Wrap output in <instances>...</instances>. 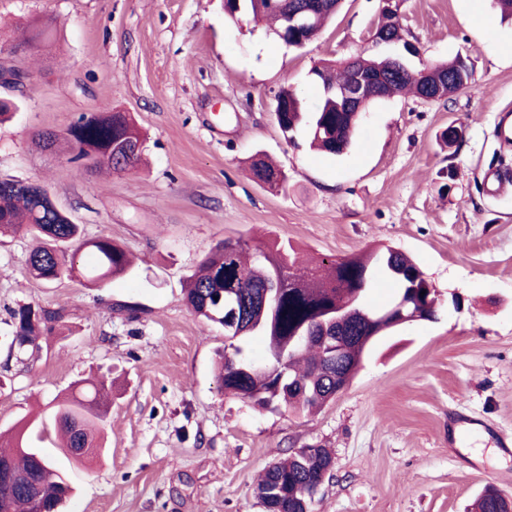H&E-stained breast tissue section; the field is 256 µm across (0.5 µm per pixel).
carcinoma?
<instances>
[{"instance_id":"cac0c4a2","label":"carcinoma","mask_w":512,"mask_h":512,"mask_svg":"<svg viewBox=\"0 0 512 512\" xmlns=\"http://www.w3.org/2000/svg\"><path fill=\"white\" fill-rule=\"evenodd\" d=\"M317 5L320 20L306 32L310 39L333 17L328 0H310ZM242 9L228 19L237 22L243 15L269 17L284 32V22L267 0H241ZM51 23L36 19L31 36L13 45L10 54L19 57L38 48L49 37ZM359 70L374 77L386 93L411 92L422 98L423 87L401 75H388L378 55L359 59ZM319 84H342L350 79L342 63H325L315 69ZM459 87H471L472 68L458 57L432 74ZM278 97L288 110L276 113L284 133H294L303 120L302 100L289 86ZM358 119L354 112H342L336 101L322 99L307 122L310 145L330 154H343L352 143ZM54 142L64 141L74 150V166L69 173L83 177L101 168L123 170L127 151L135 148L132 163L141 158L145 137L122 112H89L71 122ZM253 176L274 193L287 189L286 176L259 159L252 165ZM26 229L40 238V245L28 256L31 273L53 283L64 277H82L87 286L99 287L125 274L130 260L123 247L107 237L86 240L80 225L55 209L41 187L27 182L0 179V232ZM381 266L398 284L396 300H403V312L381 318L368 308L367 291L372 270ZM279 291L274 303L263 296L274 278ZM232 291L245 304L244 322L238 326L236 341L219 354L220 389L252 405L274 403L309 412L316 411L336 396L340 384L357 372L371 344L389 330L403 324L431 320L437 311L439 294L421 269L404 253L388 248L367 250L350 256L321 257L307 266L297 265L285 246L273 243L251 249L243 240L218 242L188 277L185 298L194 312L208 321L224 324V296ZM63 318L59 310L32 304L18 306L12 313L14 341L33 346L43 332H50ZM261 335L272 359L264 375L251 372L247 337ZM336 336L346 346L338 361L328 360L321 338ZM108 396L104 381H90L81 397H67L56 409V421L65 448L85 444L102 447L94 430L103 422L101 404ZM27 424L20 423L0 432V498L10 500L11 512H31L36 503L44 512H56L71 493L65 478L58 474L38 451L26 445ZM333 459L325 448L310 446L269 466L258 481V497L265 512H309L312 494L331 471ZM474 512H512V504L488 489L478 498Z\"/></svg>"}]
</instances>
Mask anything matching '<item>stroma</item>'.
Returning <instances> with one entry per match:
<instances>
[{"mask_svg": "<svg viewBox=\"0 0 512 512\" xmlns=\"http://www.w3.org/2000/svg\"><path fill=\"white\" fill-rule=\"evenodd\" d=\"M380 0H344L303 48L267 22L229 21L224 0H0V59L29 20L55 21L47 46L22 60L11 121L0 124V177L47 191L85 238L132 254L107 287L29 272L34 242L0 237V429L28 422L27 444L73 488L64 512H264L260 474L308 446L333 468L310 512H469L486 487L512 501V186L483 187L512 149L497 137L512 108V20L494 0H400L420 69L463 57L473 85L441 101L400 94L360 118L340 156L288 137L271 101L292 86L307 108L324 60L371 54ZM86 112H123L146 132L145 161L129 172L75 178L71 150L38 135ZM463 125L462 141L443 132ZM268 156L288 189L250 176ZM224 239L277 241L308 257L389 246L412 257L439 292L437 317L381 337L349 385L313 413L261 410L221 393L227 340L196 316L186 279ZM65 314L36 346H13L21 304ZM92 374L112 382L107 437L96 458L65 452L53 406ZM482 425L448 442V414Z\"/></svg>", "mask_w": 512, "mask_h": 512, "instance_id": "1", "label": "stroma"}]
</instances>
